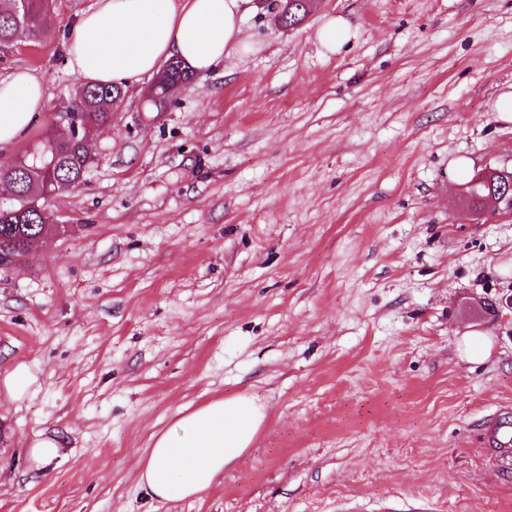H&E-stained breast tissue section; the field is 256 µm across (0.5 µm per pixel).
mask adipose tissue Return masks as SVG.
Instances as JSON below:
<instances>
[{"label":"adipose tissue","instance_id":"1","mask_svg":"<svg viewBox=\"0 0 512 512\" xmlns=\"http://www.w3.org/2000/svg\"><path fill=\"white\" fill-rule=\"evenodd\" d=\"M249 0H95L71 27L68 65L87 83L128 87L180 57L205 74L247 49L242 23ZM48 98L25 69L0 79V151L15 146ZM267 414L238 395L191 410L154 436L139 479L153 497L179 501L210 490L225 467L251 447Z\"/></svg>","mask_w":512,"mask_h":512}]
</instances>
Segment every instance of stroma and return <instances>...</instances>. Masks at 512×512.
I'll return each mask as SVG.
<instances>
[{"label": "stroma", "instance_id": "35a3bbf8", "mask_svg": "<svg viewBox=\"0 0 512 512\" xmlns=\"http://www.w3.org/2000/svg\"><path fill=\"white\" fill-rule=\"evenodd\" d=\"M93 3L0 47V78L50 97L5 158L71 108L65 39ZM252 4L255 52L162 112L128 88L47 203L59 232L0 270V381L35 378L0 385V512H512L481 443L512 422V207L459 201L512 171V0H313L292 29ZM236 394L267 410L252 447L198 498L151 497L153 436ZM42 433L61 451L38 467ZM35 381L25 364L17 365L14 370L3 380L7 394L14 400H22L28 393L30 386Z\"/></svg>", "mask_w": 512, "mask_h": 512}]
</instances>
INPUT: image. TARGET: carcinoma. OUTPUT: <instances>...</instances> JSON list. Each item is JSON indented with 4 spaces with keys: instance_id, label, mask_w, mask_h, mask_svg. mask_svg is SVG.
I'll list each match as a JSON object with an SVG mask.
<instances>
[{
    "instance_id": "cac0c4a2",
    "label": "carcinoma",
    "mask_w": 512,
    "mask_h": 512,
    "mask_svg": "<svg viewBox=\"0 0 512 512\" xmlns=\"http://www.w3.org/2000/svg\"><path fill=\"white\" fill-rule=\"evenodd\" d=\"M55 0H30L29 10H15L14 0H8L0 9V46H9L22 39L41 36L43 20ZM281 13L286 15L285 26L293 27L307 14L305 0H283ZM195 80V73L182 60L170 59L169 68L162 78L150 85L144 108L149 112L164 111L180 89ZM126 90L120 86H82L75 95L72 110L81 116L84 128L79 137L61 141L49 133L34 143V152L24 162L0 176L16 183L19 198L9 207H0V248L5 247L16 256L26 255L27 239L50 229L51 214L44 202L46 194L72 181L84 177L92 158L85 138L97 128L112 120V109L125 98ZM54 167L55 183L47 182L46 167ZM512 183V172L501 170L466 183L462 202L479 211L482 201L495 195L507 183Z\"/></svg>"
}]
</instances>
